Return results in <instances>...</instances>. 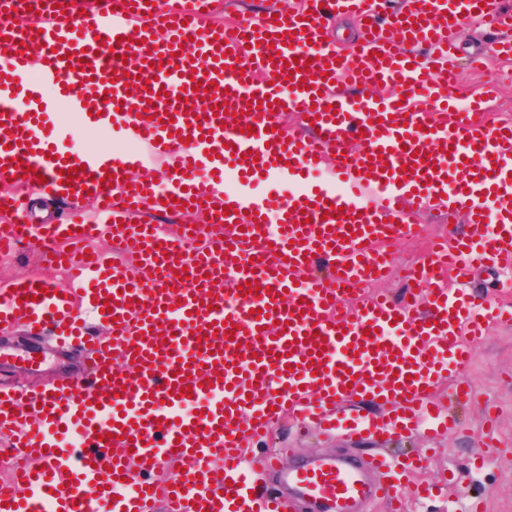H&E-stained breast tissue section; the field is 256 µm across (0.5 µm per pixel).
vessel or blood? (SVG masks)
Segmentation results:
<instances>
[{
  "label": "vessel or blood",
  "instance_id": "obj_1",
  "mask_svg": "<svg viewBox=\"0 0 512 512\" xmlns=\"http://www.w3.org/2000/svg\"><path fill=\"white\" fill-rule=\"evenodd\" d=\"M211 4L103 0L84 14L76 0H0V182L74 206L67 223L30 224L0 193V256L34 238L68 277L64 288L41 278L1 288L0 323L94 358L83 383L0 387L13 459L0 512H224L234 502L279 512L253 484L249 440L285 417L360 437L449 432L435 387L449 381V404L471 399V341L512 323V304L473 302L465 288L472 269L512 257V123L489 124L492 85L460 117L446 37L464 15L500 33L496 50L511 57L512 13L490 0H401L392 11L386 0H304L224 25L210 23ZM30 9L36 21L18 24ZM336 14L362 19L353 43L325 40ZM32 71L56 86L40 111ZM59 102L147 145L167 167L165 194L131 161L59 152ZM286 112L307 117L312 136L285 128ZM228 169L239 175L233 193ZM322 169L328 179L310 181ZM261 177L291 180L287 198L249 193ZM85 201L107 223L89 222ZM425 203L464 216V230L432 240L429 262L405 272L414 294L364 296L390 273V245L419 237L410 216ZM164 207L207 211L214 228L169 234L133 221ZM95 238L133 263L86 250ZM363 399L387 407L385 421L360 415ZM72 435L78 447L66 446ZM427 461L317 457L282 472L270 457L264 467L332 512H360L400 501L402 477ZM167 463L182 479H155Z\"/></svg>",
  "mask_w": 512,
  "mask_h": 512
}]
</instances>
